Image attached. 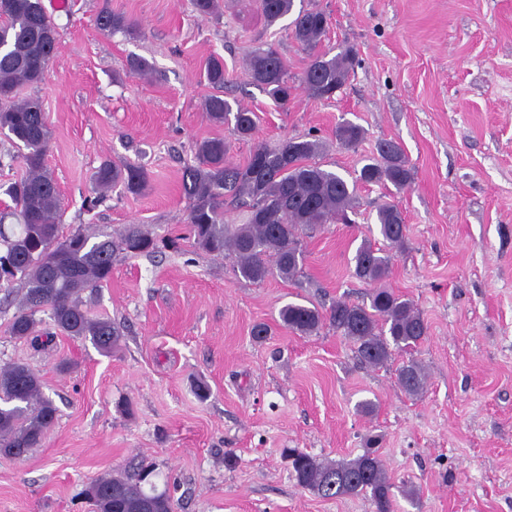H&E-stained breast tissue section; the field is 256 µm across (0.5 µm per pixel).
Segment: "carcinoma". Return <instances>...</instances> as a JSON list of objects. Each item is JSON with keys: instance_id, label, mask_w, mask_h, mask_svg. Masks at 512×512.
<instances>
[{"instance_id": "obj_1", "label": "carcinoma", "mask_w": 512, "mask_h": 512, "mask_svg": "<svg viewBox=\"0 0 512 512\" xmlns=\"http://www.w3.org/2000/svg\"><path fill=\"white\" fill-rule=\"evenodd\" d=\"M266 19L275 23L288 15L293 35L309 53L310 62L301 83L309 96L331 99L345 82L354 57L345 51L332 57L317 51L328 28L326 13L318 6L293 12L294 0H260ZM107 35L131 27L122 13L101 9L95 18ZM0 131L11 139L28 169L25 179L8 191L16 205L19 223L0 224V291L22 287L18 312L9 332L16 339L37 344L42 338L41 313H49L61 333L88 340L101 353L110 354L122 336L119 325L109 319L92 318L84 308L83 294L94 292L112 275L116 254L150 256L160 247L175 244L160 241L137 226H129L117 238L98 237L77 228L60 235L56 217L61 201L57 184L46 169L44 155L50 138L47 115L37 99H16L17 93L39 84L43 66L56 48V28L42 0H0ZM251 83L270 95L286 110L294 91L288 65L270 45L253 50L248 62ZM206 79L215 88L224 86V62L213 57L206 65ZM210 120L232 123L235 135H255L257 113L237 107L232 110L224 97L213 94L205 100ZM363 129L350 121L336 128L341 145L354 147ZM323 150L318 140L289 138L276 147L257 145L244 163L227 160L222 139L202 142L196 163L182 175L183 194L188 202L187 221L195 245L215 256L235 259L236 276L262 282L270 276L293 280L302 272L305 250L303 236L325 224L351 223L358 184L389 183L401 190L412 183L399 144L384 140L377 155L366 159L357 175L348 180L327 171L313 159ZM96 183L109 188L123 184L130 193L146 183L143 169L104 162ZM245 205L250 217L245 224L224 223V203ZM379 233L387 248L362 243L353 257L354 273L374 285L369 303L355 304L338 299L328 309L290 303L280 311L283 324L304 334L316 333L327 324L356 345L358 360L372 367L386 365L397 351L417 346L427 335V326L413 303L386 287L392 256L388 250L401 246L406 224L400 210L385 204L377 210ZM400 387L409 395L423 393V366L411 359L397 370ZM56 407L42 395L38 374L24 364H0V456L22 457L40 445L53 425ZM355 459L343 462L320 460L293 450L292 470L299 486L322 498L363 496L375 512H395L392 482L375 445ZM139 468L91 481L95 512H168L169 491H156L145 484Z\"/></svg>"}]
</instances>
